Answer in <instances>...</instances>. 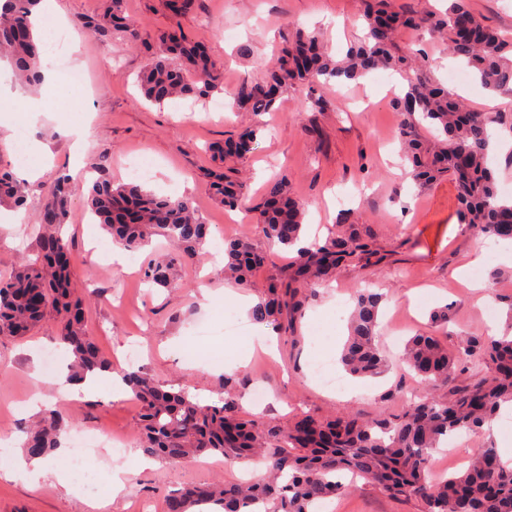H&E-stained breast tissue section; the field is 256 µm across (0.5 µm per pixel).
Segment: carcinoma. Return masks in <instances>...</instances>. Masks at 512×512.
<instances>
[{
  "label": "carcinoma",
  "instance_id": "obj_1",
  "mask_svg": "<svg viewBox=\"0 0 512 512\" xmlns=\"http://www.w3.org/2000/svg\"><path fill=\"white\" fill-rule=\"evenodd\" d=\"M38 0H3L0 4V59L8 58L13 79L33 86L48 67L34 36L31 17ZM369 29L364 44L336 63L314 34L289 35L279 70L265 77L269 86L243 85L234 97L257 114L271 111L277 89L288 81L309 86L345 75L395 68L417 73L421 52H398L393 38L401 28L425 26L448 34V54L464 62L489 91L512 85V39L485 24L473 11L471 0H448L441 14L414 15L392 11L387 0H364ZM89 31L112 37L137 38L134 22L123 0H110L100 20L82 23ZM222 71L208 51L172 34L162 41L151 64L141 73L144 97L159 106L186 96H206L220 88ZM396 106L401 112L398 133L401 149L422 187L447 176L454 180L462 222L496 241L512 239V204L500 199L489 151L503 130L512 133V121L500 113L474 112L448 95L442 86L419 76ZM435 132V141L422 138L421 128ZM261 128L243 133L224 154L243 155L252 149ZM98 177L82 191L86 206L127 250H138L152 237L173 242L178 255L158 259L146 267L145 277L161 286L171 285L177 267L201 256L207 225L187 200L173 199L134 183H118L98 164ZM224 205L235 207L244 196L241 185L228 175L211 183ZM73 186L66 175L49 187L40 222L41 252L25 261L9 278L0 280V336H23L53 313L67 346L72 375L82 377L112 362L87 334L85 305L77 294L71 262L55 256L70 254L62 234L70 215ZM25 203L23 186L0 169V203ZM256 223L266 239L283 249L299 240L303 208L288 196L286 182H269L263 201L254 208ZM378 249L360 224L343 217L335 237L296 250L288 275L257 290L252 316L274 331L294 334L296 320L315 287L328 281L337 266H369ZM224 277L252 287L253 272L263 261L245 235L227 242ZM350 335L341 362L352 376L382 374L387 359L381 352L379 308L384 296L368 288L354 296ZM403 362L430 385L448 387V401L425 397L406 404L401 413L363 418L350 412L332 418L305 415L293 423L263 426L238 412L231 393L233 379L224 378V398L202 405L188 392L165 389L141 370L124 374L138 402L140 447L168 460L221 455L232 462L262 459L267 468L243 482L189 486L167 496L166 512H311L312 502L339 494L344 473L372 482L393 498H414L421 512H512V468L505 466L495 448L473 453L461 474L437 478L429 470L432 453L456 433H477L490 425L506 403L512 404V335L462 336L450 353L434 336L410 337ZM486 364L488 376L470 383L461 377ZM65 423L49 411L26 431L24 448L41 458L60 447Z\"/></svg>",
  "mask_w": 512,
  "mask_h": 512
}]
</instances>
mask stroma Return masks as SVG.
<instances>
[{
    "instance_id": "1",
    "label": "stroma",
    "mask_w": 512,
    "mask_h": 512,
    "mask_svg": "<svg viewBox=\"0 0 512 512\" xmlns=\"http://www.w3.org/2000/svg\"><path fill=\"white\" fill-rule=\"evenodd\" d=\"M166 3L125 0L139 37L116 41L78 27L79 21L101 17L108 0H56L66 19L67 64L82 71L88 85L84 94L71 90L65 98H52L48 111L22 126L13 121V103L0 99V164L23 180L28 193L17 223H0V277L10 276L24 257L37 252L46 188L60 173L69 174L75 191L65 234L72 242L71 265L86 302L89 336L111 359L113 371L141 368L162 385L187 388L200 403L217 402L224 395L225 375L217 368V352L227 348L238 357L245 351L241 337L225 335V321L242 322L253 334L258 325L247 313L203 308L201 291H223L224 240L243 233L265 256L254 272L255 286L287 271L291 254L270 246L260 225L250 220L264 184L281 177L304 204L306 223H317L328 237L336 232L341 210H349L353 221L370 229L382 260L363 270L339 267L335 281L317 288L307 303L294 335L272 334L271 352L254 350L249 362L232 368L242 410L248 417L284 426L302 412L326 416L354 411L366 417L380 411L399 413L401 401L383 398L395 387L403 398L429 391L447 399L446 387L427 388L406 371L399 359L401 345L422 333L452 349L458 336L512 322L507 308L512 279L490 277L491 270L512 268V246L499 244L494 256L474 260L473 244L481 234L459 223L454 182L444 178L422 190L414 186L397 150L401 114L393 105L405 94L407 78L391 70L382 76L373 71L321 85L314 94L288 86L277 92L272 111L259 117L236 107L231 96L240 84L262 81L276 67L282 40L293 29L315 33L333 55H342L365 34L362 0H195L177 18L169 15ZM173 26L186 40L207 43L223 69L224 87L159 107L142 97L136 77L150 61L149 46L158 45L161 33ZM395 44L400 49L425 48L426 66L439 82H447L449 71L457 67L448 56L444 34L402 29ZM62 113L81 126V143L61 133ZM259 121L264 129L251 153H218V146ZM21 139L48 146L47 156L18 152ZM133 158L149 167L142 181L146 189L188 200L209 226L201 258L183 266L179 283L166 288L152 287L144 279L148 261L175 253L164 237H153L148 248L126 253L124 263L118 264L112 260L111 236L84 211L81 188L94 178V164L105 161L113 180L128 182L132 176L127 163ZM230 168L247 188L245 202L235 210L225 208L210 186L211 173ZM469 263L480 272L482 294L450 277L453 269ZM366 286L387 296L378 343L389 369L378 378L346 379L343 392L327 391L311 366L320 359L337 362L347 336L351 296ZM442 306L450 316L445 328L429 320L430 312ZM202 319L211 323V341L194 338V324ZM59 337L51 315L31 335L0 337V436L21 450L25 426L53 409L63 415L68 433L123 437L130 456L144 458L136 437L138 405L130 396L113 395L106 383L93 399L67 400L48 382L41 364L46 352L57 348ZM183 337L194 339L197 355H187L179 343ZM256 382L267 390L265 403L250 400ZM483 444L512 448V435L499 429L472 435L470 447L460 455L435 453L431 472H461L472 449ZM206 462L201 468L193 459H155L153 466L128 471L127 488L117 493L94 479L63 484L51 476L31 488L0 477V512H136L140 501L150 512H165L168 494L192 485L236 481L251 470L219 455ZM327 512H421V504L388 497L361 480L329 501Z\"/></svg>"
}]
</instances>
